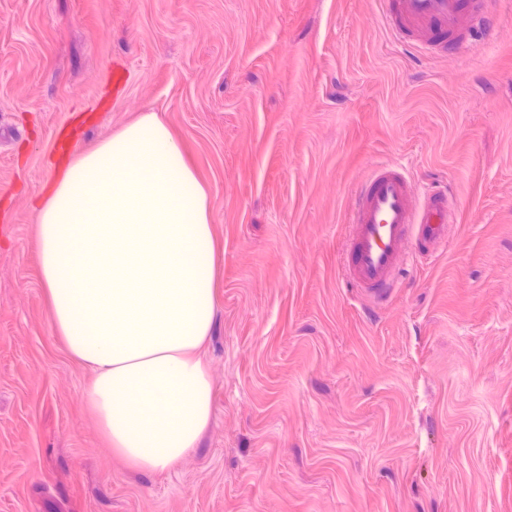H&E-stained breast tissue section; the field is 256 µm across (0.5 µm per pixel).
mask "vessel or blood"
<instances>
[{"label":"vessel or blood","mask_w":512,"mask_h":512,"mask_svg":"<svg viewBox=\"0 0 512 512\" xmlns=\"http://www.w3.org/2000/svg\"><path fill=\"white\" fill-rule=\"evenodd\" d=\"M385 23L398 40L404 24L433 30L434 49L465 48L469 27L483 26L485 0H389ZM447 194L417 192L410 175L387 163L375 164L356 194L349 216L351 237L342 270L353 287L371 299H386L396 284L400 259L445 241L455 220Z\"/></svg>","instance_id":"1"}]
</instances>
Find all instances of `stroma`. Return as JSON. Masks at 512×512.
<instances>
[{"label": "stroma", "instance_id": "obj_1", "mask_svg": "<svg viewBox=\"0 0 512 512\" xmlns=\"http://www.w3.org/2000/svg\"><path fill=\"white\" fill-rule=\"evenodd\" d=\"M382 0H0V512H512V0L465 52ZM146 112L208 191L212 417L177 465L111 447L55 329L42 196ZM456 222L368 301L341 271L377 162Z\"/></svg>", "mask_w": 512, "mask_h": 512}]
</instances>
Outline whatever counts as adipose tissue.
I'll list each match as a JSON object with an SVG mask.
<instances>
[{
    "label": "adipose tissue",
    "instance_id": "1",
    "mask_svg": "<svg viewBox=\"0 0 512 512\" xmlns=\"http://www.w3.org/2000/svg\"><path fill=\"white\" fill-rule=\"evenodd\" d=\"M51 317L93 378L112 447L144 471L197 448L212 411L198 355L214 321L207 191L152 112L70 162L38 206Z\"/></svg>",
    "mask_w": 512,
    "mask_h": 512
}]
</instances>
